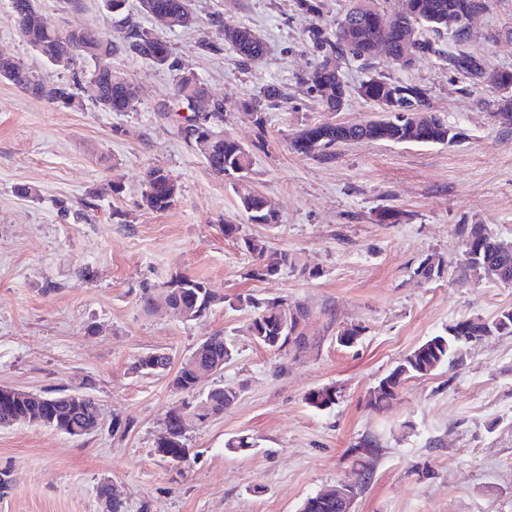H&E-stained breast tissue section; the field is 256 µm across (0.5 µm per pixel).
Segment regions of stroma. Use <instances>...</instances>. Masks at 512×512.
Listing matches in <instances>:
<instances>
[{"label": "stroma", "mask_w": 512, "mask_h": 512, "mask_svg": "<svg viewBox=\"0 0 512 512\" xmlns=\"http://www.w3.org/2000/svg\"><path fill=\"white\" fill-rule=\"evenodd\" d=\"M39 6L61 32L102 15L100 0H83L79 10L68 0ZM349 6L324 0L313 16L295 0H192L197 26L171 29L128 0L125 18L106 23L116 41L131 24L166 40L183 70L223 102L225 134L253 154L246 184L275 208V224L251 223L231 185L177 136V114L163 109L173 83L167 69L114 59V75L140 91L133 112L102 111L88 96L83 108H67L0 79V385L79 390L101 412L97 431L80 438L45 426L0 428V475L8 477L0 512H104V483L127 512H297L307 497L356 479L352 450L366 439L374 448L353 512H512V336L484 338L462 366L407 381L385 411L368 405L378 381L427 338L461 318L490 320L512 307V286L474 275L455 282L457 224L489 225L512 243V128L492 117L502 94L469 88L433 58L406 68L382 53L367 70L347 61L342 72L353 89L372 74L424 86L432 111L464 128L466 140L351 141L327 161L298 154L291 140L303 125L361 123L375 111L355 92L342 111H324L299 82L314 61L304 33ZM217 13L262 36V60L244 67L232 50H202V39L222 38L206 24ZM470 45L491 69L512 70V0H492L472 23ZM0 53L45 81L72 79L17 36L8 0H0ZM270 84L288 102L266 110L259 127L238 103ZM151 166L178 181L168 211L142 204ZM113 181L121 193H112ZM23 185L35 197H21ZM388 207L400 211L399 222L379 223ZM227 220L288 251L299 269L251 277V256L224 236ZM429 256L441 260L442 276L415 278ZM180 274L203 278L227 299L252 294L306 306V350L286 358L264 348L247 330L250 312L228 303L191 322L145 312L143 289ZM351 326L362 334L342 347L336 336ZM219 331L235 356L212 380L239 396L222 416L189 421L190 458L181 468L157 442L183 397L171 373L131 366L155 350L180 366ZM324 386L335 388V403L309 406L307 394ZM243 434L253 447L226 448Z\"/></svg>", "instance_id": "obj_1"}]
</instances>
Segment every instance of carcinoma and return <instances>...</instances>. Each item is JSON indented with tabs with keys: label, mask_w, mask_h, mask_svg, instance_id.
Segmentation results:
<instances>
[{
	"label": "carcinoma",
	"mask_w": 512,
	"mask_h": 512,
	"mask_svg": "<svg viewBox=\"0 0 512 512\" xmlns=\"http://www.w3.org/2000/svg\"><path fill=\"white\" fill-rule=\"evenodd\" d=\"M402 9L389 15L372 5L371 0H352L350 8L336 21L335 28L320 26L308 29L305 41L313 49L316 61L300 83L313 94L326 112L343 109L350 87L341 72L340 60L352 58L365 67L378 54V46L387 45V54L403 60L407 68L419 60L435 56L441 59L443 69L461 75L474 85L502 88L512 86L511 70L489 69L484 56L468 48L470 39L469 17L489 8V0H404ZM139 9L148 15L174 14L179 27L197 23L191 9V0H139ZM10 17L17 33L51 64L70 68L74 63L90 65V81L96 83L99 95L95 104L105 112H133L138 104L135 85L126 78L112 74V58L118 54L134 55L175 72L170 101L179 110L177 134L207 163L215 176L229 180L236 187L242 211L254 224H276L278 214L268 206L267 198L243 187L253 165V156L233 137L224 134V105L212 100L208 89L194 75L181 70L170 44L152 36L136 25L129 26L120 41H114L105 32L103 24L93 21L76 33L65 35L47 26L42 18L38 0H11ZM209 24L224 32V43L201 40L204 51L219 54L224 46L233 49L245 65L261 59L265 46L260 35L251 27L229 23L217 14ZM0 78L10 81L25 92L49 103H63L82 107L80 83H46L8 56L0 54ZM357 94L373 103L377 113L358 124L321 122L306 124L292 138L294 150L319 160L335 157L336 145L350 141H377L394 144L447 145L467 138L465 131L451 125L430 111L428 90L415 83L396 82L390 78L371 76L356 88ZM288 96L277 86H269L262 96H253L239 102V107L255 115L257 124H263L262 107H275ZM496 121L512 127V98L498 104L494 112ZM143 205L155 212L171 209L179 195V185L173 175L162 167H151L144 174ZM241 227L231 221L224 222V237L233 239L252 254L255 269L253 277H272L285 266L296 267L286 251H272L258 240L240 236ZM457 233L468 242L473 258L462 257L463 272H475L479 267L489 268L494 281L512 284V246L499 240L485 224H459ZM443 272L442 261L432 257L424 259L414 276L430 281ZM164 301L168 308L184 321L206 317L213 308L224 302V296L210 288L206 282L191 275H178L163 284ZM232 304L252 313L248 331L256 341L270 350H301L306 345L302 325L308 316L307 307L286 300L264 301L255 296L238 295ZM288 310V330L280 331L279 310ZM487 336H512V309L500 311L493 319L479 316L462 318L448 326L446 332L420 344L402 358L384 376L387 388L371 395L370 405L383 410L395 399L399 385L416 377L426 376L448 363L459 364L469 346ZM234 357L233 347L217 332L197 345L189 358L171 380L173 388L181 393H198L201 371L217 363H228ZM170 367V358L164 353L148 352L136 358L133 369L138 373L159 374ZM238 398L237 390L222 384L206 389L195 403L201 408L199 418L206 422L224 414ZM306 400L321 409L336 401V390L330 386L308 393ZM99 404L89 394L75 391L59 396L37 397L23 400L0 395V420L30 425L41 424L70 437H83L95 432L99 426ZM185 434L175 416L166 417V435L157 445L158 452L178 465L187 462L189 449ZM99 497L108 512H125L122 500L110 485L99 488ZM299 512H339L336 500H327L317 494L306 498Z\"/></svg>",
	"instance_id": "obj_1"
}]
</instances>
